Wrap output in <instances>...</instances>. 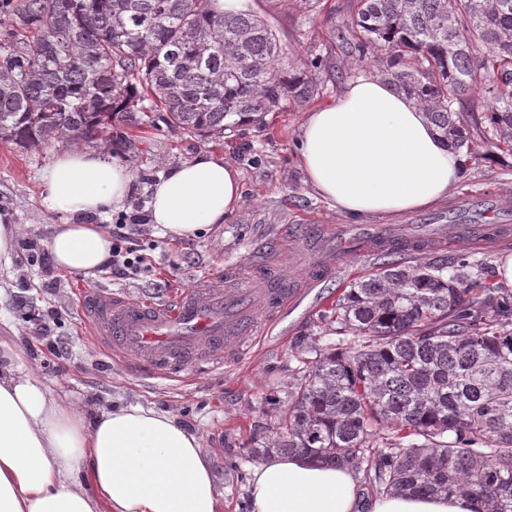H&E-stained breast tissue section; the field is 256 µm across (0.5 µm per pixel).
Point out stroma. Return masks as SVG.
I'll return each mask as SVG.
<instances>
[{
    "mask_svg": "<svg viewBox=\"0 0 512 512\" xmlns=\"http://www.w3.org/2000/svg\"><path fill=\"white\" fill-rule=\"evenodd\" d=\"M358 0H253L251 10L278 29L287 58L312 62L318 91L303 103L284 102L263 124L228 128L223 138H206L168 125L161 113L148 123L114 127L113 142L130 155L137 189L128 213L146 214L148 186L177 164L206 148L231 160L240 172L239 210L187 241H171L133 228L131 238L146 259L132 279L104 269L84 275L58 268L49 241L65 216L40 204V177L59 144L22 148L0 141V222L20 225L10 265L0 266V338L15 349L21 369L55 394L78 404L88 417L138 404L173 412L203 439L216 482L224 494V512H255L250 492L255 466L247 454L255 438L269 435L288 406L296 358L311 341L328 345L336 335L319 312L350 282L368 274L372 252H345L341 241L373 231L384 243L406 245L415 258H450L468 253L483 260L488 276L496 261L512 253V233L485 235L488 224L512 226V156H468L454 194L433 208L351 221L308 184L297 164V132L307 112L336 100L362 70L355 51L352 22ZM334 226L328 245L336 251V269L322 281L306 278L317 264L310 245L312 227ZM277 248V261L302 282L301 296L261 335L239 348L217 369L199 368L185 381L144 379L113 360L88 336L83 293L109 290L129 298L165 300L198 281L224 287L225 272H249L254 256ZM51 318L56 344L37 332V318Z\"/></svg>",
    "mask_w": 512,
    "mask_h": 512,
    "instance_id": "obj_1",
    "label": "stroma"
}]
</instances>
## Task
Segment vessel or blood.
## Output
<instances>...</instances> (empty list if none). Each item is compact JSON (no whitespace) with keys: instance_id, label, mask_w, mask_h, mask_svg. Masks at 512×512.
I'll use <instances>...</instances> for the list:
<instances>
[{"instance_id":"obj_1","label":"vessel or blood","mask_w":512,"mask_h":512,"mask_svg":"<svg viewBox=\"0 0 512 512\" xmlns=\"http://www.w3.org/2000/svg\"><path fill=\"white\" fill-rule=\"evenodd\" d=\"M296 295L281 271L255 276L247 288L202 283L159 302L98 290L88 295L89 335L139 376L172 379L232 360Z\"/></svg>"}]
</instances>
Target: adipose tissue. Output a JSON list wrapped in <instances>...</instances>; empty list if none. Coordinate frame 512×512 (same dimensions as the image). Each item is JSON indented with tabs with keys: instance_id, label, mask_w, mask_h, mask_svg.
Returning <instances> with one entry per match:
<instances>
[{
	"instance_id": "obj_1",
	"label": "adipose tissue",
	"mask_w": 512,
	"mask_h": 512,
	"mask_svg": "<svg viewBox=\"0 0 512 512\" xmlns=\"http://www.w3.org/2000/svg\"><path fill=\"white\" fill-rule=\"evenodd\" d=\"M298 164L336 211L359 220L443 203L464 170L427 112L369 72L334 101L308 112L299 128ZM134 169L111 150L55 153L41 175L40 204L69 216L50 240L55 263L91 274L110 256L95 217L124 210ZM148 220L161 235L188 239L240 207V173L208 149L171 166L149 187ZM349 466L305 454L274 455L254 467L255 512H477L458 495L358 496ZM202 439L171 414L139 405L88 420L51 396L32 373L0 367V512H223Z\"/></svg>"
}]
</instances>
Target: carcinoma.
<instances>
[{"label": "carcinoma", "mask_w": 512, "mask_h": 512, "mask_svg": "<svg viewBox=\"0 0 512 512\" xmlns=\"http://www.w3.org/2000/svg\"><path fill=\"white\" fill-rule=\"evenodd\" d=\"M37 28L0 60V141H112L140 103L224 136L316 83L281 76L276 29L206 0H27ZM357 51L428 112L444 141L512 153V0H359ZM481 94L486 125L461 121ZM395 247L321 311L336 342L298 359L274 435L252 458L304 453L386 494L467 495L512 512V292L469 256L398 261ZM385 429L388 437L376 436Z\"/></svg>", "instance_id": "obj_1"}]
</instances>
